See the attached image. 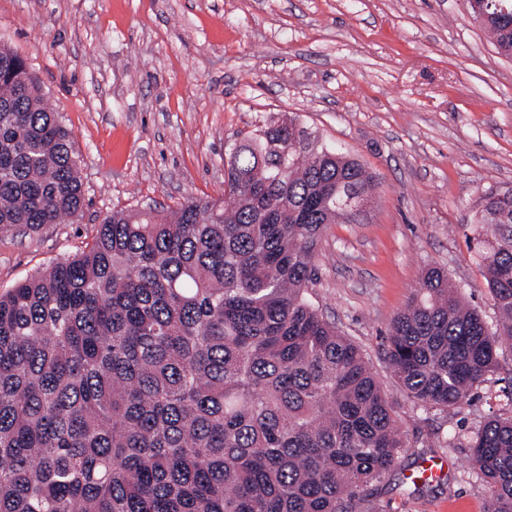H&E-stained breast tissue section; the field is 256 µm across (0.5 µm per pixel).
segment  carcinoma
<instances>
[{
    "label": "carcinoma",
    "mask_w": 512,
    "mask_h": 512,
    "mask_svg": "<svg viewBox=\"0 0 512 512\" xmlns=\"http://www.w3.org/2000/svg\"><path fill=\"white\" fill-rule=\"evenodd\" d=\"M512 51V23H482ZM281 141L288 146H274ZM265 128L229 152L224 202L120 210L86 250L0 295V512H356L407 447L386 388L309 298L324 230L375 193L333 148ZM73 136L0 47V226L78 224ZM475 232L489 329L440 268L390 322L406 397L472 399L512 342V190ZM486 512H512V414L469 441Z\"/></svg>",
    "instance_id": "obj_1"
}]
</instances>
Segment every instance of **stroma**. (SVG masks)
I'll return each mask as SVG.
<instances>
[{"instance_id": "stroma-1", "label": "stroma", "mask_w": 512, "mask_h": 512, "mask_svg": "<svg viewBox=\"0 0 512 512\" xmlns=\"http://www.w3.org/2000/svg\"><path fill=\"white\" fill-rule=\"evenodd\" d=\"M0 44L72 131L86 198L81 223L0 227V294L84 249L114 211L223 199L229 145L296 120L378 184L361 223L326 228L310 290L361 347L408 441L361 512H485L469 441L512 412V344L448 410L415 406L382 352L429 266L496 320L474 215L488 190L512 189V57L465 0H0ZM430 460L441 476L411 492Z\"/></svg>"}]
</instances>
